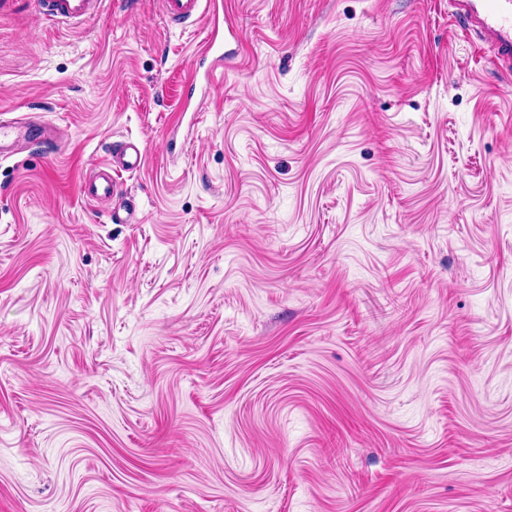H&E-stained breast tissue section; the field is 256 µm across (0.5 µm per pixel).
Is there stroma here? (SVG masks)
Instances as JSON below:
<instances>
[{
  "mask_svg": "<svg viewBox=\"0 0 512 512\" xmlns=\"http://www.w3.org/2000/svg\"><path fill=\"white\" fill-rule=\"evenodd\" d=\"M0 13V512H512V76L448 0ZM129 139L136 209L80 192ZM166 19L179 26H195L203 20L208 22V32L195 54L196 60L211 59L224 62V39L226 33L235 29L233 17L224 11L223 0H158ZM59 138L58 128L50 122L30 119L0 121V156L13 153L15 146L24 141L39 140L53 145Z\"/></svg>",
  "mask_w": 512,
  "mask_h": 512,
  "instance_id": "stroma-1",
  "label": "stroma"
}]
</instances>
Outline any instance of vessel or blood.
<instances>
[{"instance_id": "vessel-or-blood-1", "label": "vessel or blood", "mask_w": 512, "mask_h": 512, "mask_svg": "<svg viewBox=\"0 0 512 512\" xmlns=\"http://www.w3.org/2000/svg\"><path fill=\"white\" fill-rule=\"evenodd\" d=\"M44 18L57 23H75L95 15L102 0H34ZM166 19L179 26L207 22L208 32L198 47V59L220 63L224 60V39L233 32L235 22L224 9V0H159ZM449 15L459 25L463 36L478 48L487 50L489 59L500 74L512 75V0H448ZM60 133L46 121L15 119L0 121V155L13 153L18 143L38 140L53 145ZM143 152L138 143L125 140L116 145L112 157L105 162L98 176L81 182L83 197L91 202L115 198L112 221L135 223L134 207L122 204V173L140 168Z\"/></svg>"}]
</instances>
